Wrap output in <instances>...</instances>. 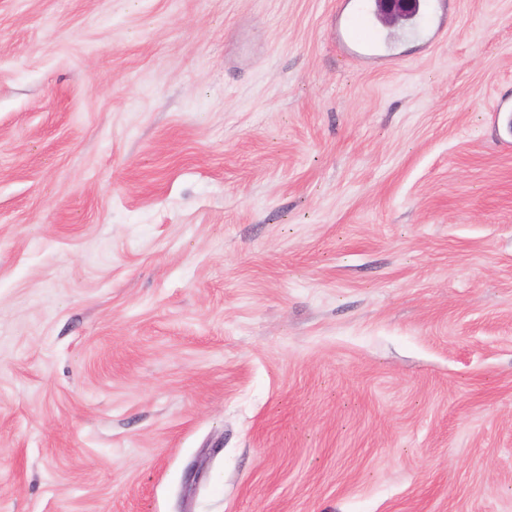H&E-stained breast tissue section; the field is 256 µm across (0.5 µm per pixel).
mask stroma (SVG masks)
Wrapping results in <instances>:
<instances>
[{"label": "stroma", "mask_w": 512, "mask_h": 512, "mask_svg": "<svg viewBox=\"0 0 512 512\" xmlns=\"http://www.w3.org/2000/svg\"><path fill=\"white\" fill-rule=\"evenodd\" d=\"M0 0V512H512V0ZM351 4L352 1H346ZM354 8L339 21L341 37L350 48L361 54L380 52L384 45L382 31L378 28L375 14L367 7L352 3ZM378 0V10L384 17L393 22L404 19L411 12L416 3V8L407 18V25H418L421 33L429 38L435 31V4L432 0Z\"/></svg>", "instance_id": "1"}]
</instances>
